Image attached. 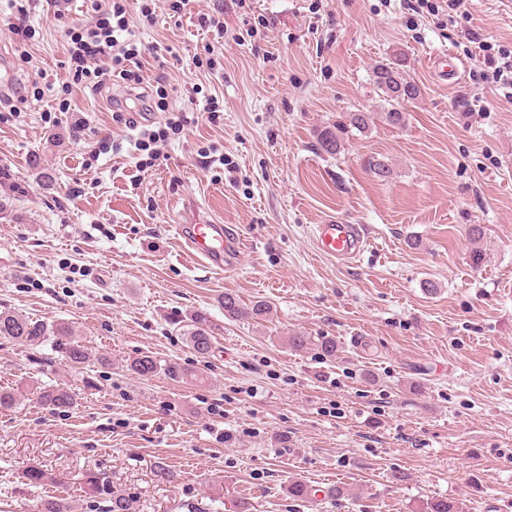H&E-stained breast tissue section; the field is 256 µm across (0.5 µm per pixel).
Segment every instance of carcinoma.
<instances>
[{
	"mask_svg": "<svg viewBox=\"0 0 512 512\" xmlns=\"http://www.w3.org/2000/svg\"><path fill=\"white\" fill-rule=\"evenodd\" d=\"M403 60L394 59L383 63L373 70V80L380 98L384 102V112L381 113L383 123L392 128H402L406 125L407 112L404 105L413 102L420 96L419 86L408 80L403 74ZM374 116L371 112L360 109L344 113L342 119L332 125L326 126L317 132V150L337 155L344 151L345 141L354 133L362 134L373 124ZM365 169L381 181L392 176V168L383 159L371 157L365 163ZM224 317L230 320L259 319L269 313V306L264 301H255L246 304L233 294L226 292L223 297ZM178 330L184 336L192 350L206 357L213 353L214 336L208 320L197 316L189 323L181 325ZM71 330L68 326L59 323L49 324L40 320H33L9 310L0 312V338L18 341L27 346H40L50 337H64L66 341L58 342L66 363L74 368H84L91 364L88 349L79 341L70 338ZM184 377L187 372L178 365L167 367L151 356H142L130 363V370L140 377H151L160 370ZM40 400L52 410L66 409L73 405L72 395L63 389L44 391L40 393ZM315 490L295 480L288 485V494L295 500H310L314 498ZM86 494L102 507V512H130V500L112 490L110 480L102 475L90 476L86 481ZM459 505L453 500L435 498L422 504V512H458ZM38 512H71L67 499L59 496H50L41 500Z\"/></svg>",
	"mask_w": 512,
	"mask_h": 512,
	"instance_id": "cac0c4a2",
	"label": "carcinoma"
}]
</instances>
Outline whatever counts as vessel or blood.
<instances>
[{"label": "vessel or blood", "instance_id": "obj_1", "mask_svg": "<svg viewBox=\"0 0 512 512\" xmlns=\"http://www.w3.org/2000/svg\"><path fill=\"white\" fill-rule=\"evenodd\" d=\"M180 231L201 265L220 273L235 271L242 246L237 230L222 224H184ZM314 244L322 257L346 261L359 257L367 241L361 225L330 221L315 225Z\"/></svg>", "mask_w": 512, "mask_h": 512}]
</instances>
